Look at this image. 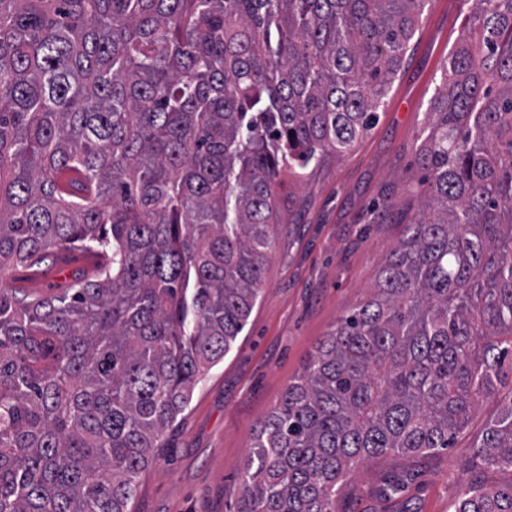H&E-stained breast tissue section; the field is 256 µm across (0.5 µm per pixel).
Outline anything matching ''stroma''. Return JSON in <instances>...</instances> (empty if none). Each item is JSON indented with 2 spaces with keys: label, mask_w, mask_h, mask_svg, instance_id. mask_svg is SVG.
Segmentation results:
<instances>
[{
  "label": "stroma",
  "mask_w": 512,
  "mask_h": 512,
  "mask_svg": "<svg viewBox=\"0 0 512 512\" xmlns=\"http://www.w3.org/2000/svg\"><path fill=\"white\" fill-rule=\"evenodd\" d=\"M466 13L459 0H428L375 128L345 156L287 182L277 248L247 325L166 432L132 512H236L259 423L339 319L373 294L380 262L417 211L419 148ZM498 406L495 397L481 402L454 447L435 456L395 453L360 466L337 492L336 512H450L474 475L489 486L511 482V473L477 468L476 446ZM401 475L404 491L384 495Z\"/></svg>",
  "instance_id": "1"
}]
</instances>
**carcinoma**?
Masks as SVG:
<instances>
[{
    "instance_id": "carcinoma-1",
    "label": "carcinoma",
    "mask_w": 512,
    "mask_h": 512,
    "mask_svg": "<svg viewBox=\"0 0 512 512\" xmlns=\"http://www.w3.org/2000/svg\"><path fill=\"white\" fill-rule=\"evenodd\" d=\"M427 0H0V512H132L196 385L241 335L276 196L376 125ZM421 148L418 214L375 293L260 423L238 512H336L346 472L454 447L512 471V0H466ZM453 512H512L473 482ZM41 268L44 269L41 284L38 288H28L33 296L52 297L72 280L71 273L74 267L61 268L60 263L56 262L53 256H49L45 263H42Z\"/></svg>"
}]
</instances>
